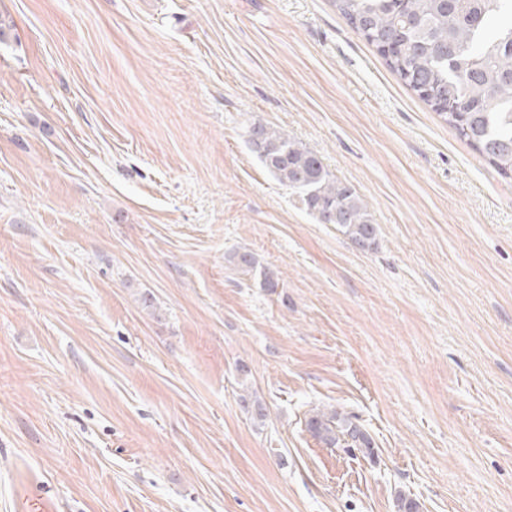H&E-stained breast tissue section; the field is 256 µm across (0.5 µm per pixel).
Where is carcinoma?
Listing matches in <instances>:
<instances>
[{
    "instance_id": "obj_1",
    "label": "carcinoma",
    "mask_w": 512,
    "mask_h": 512,
    "mask_svg": "<svg viewBox=\"0 0 512 512\" xmlns=\"http://www.w3.org/2000/svg\"><path fill=\"white\" fill-rule=\"evenodd\" d=\"M333 2L406 87L501 177L512 179V0ZM248 142L317 223L336 225L362 250L374 248L378 228L368 203L333 177L321 156L261 123L250 126ZM306 426L329 448L373 455L372 437L352 414L314 411Z\"/></svg>"
}]
</instances>
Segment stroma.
I'll return each instance as SVG.
<instances>
[{
	"label": "stroma",
	"instance_id": "1",
	"mask_svg": "<svg viewBox=\"0 0 512 512\" xmlns=\"http://www.w3.org/2000/svg\"><path fill=\"white\" fill-rule=\"evenodd\" d=\"M0 28V512H512V179L333 0H0ZM255 123L357 190L375 249ZM248 142L274 179L299 195L317 223L336 225L362 250L374 248L378 228L368 203L353 187L333 177L321 156L261 123L250 126ZM306 426L314 437L329 448H358L369 456L374 453V441L357 422L355 415L336 409L328 412L312 411L306 420Z\"/></svg>",
	"mask_w": 512,
	"mask_h": 512
}]
</instances>
